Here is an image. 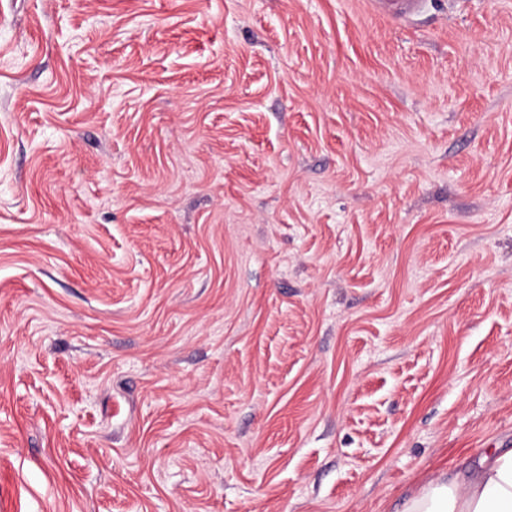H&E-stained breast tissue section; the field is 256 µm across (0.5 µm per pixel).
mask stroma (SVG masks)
<instances>
[{"instance_id":"1","label":"stroma","mask_w":512,"mask_h":512,"mask_svg":"<svg viewBox=\"0 0 512 512\" xmlns=\"http://www.w3.org/2000/svg\"><path fill=\"white\" fill-rule=\"evenodd\" d=\"M512 449V0H0V512H402Z\"/></svg>"}]
</instances>
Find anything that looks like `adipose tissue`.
<instances>
[{"label":"adipose tissue","instance_id":"adipose-tissue-1","mask_svg":"<svg viewBox=\"0 0 512 512\" xmlns=\"http://www.w3.org/2000/svg\"><path fill=\"white\" fill-rule=\"evenodd\" d=\"M404 512H512V450L485 454L470 478L431 482Z\"/></svg>","mask_w":512,"mask_h":512}]
</instances>
